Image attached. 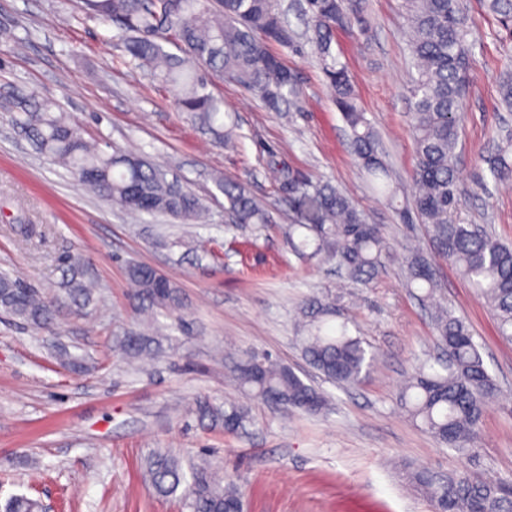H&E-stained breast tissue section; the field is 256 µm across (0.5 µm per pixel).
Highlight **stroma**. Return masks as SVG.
Instances as JSON below:
<instances>
[{
  "mask_svg": "<svg viewBox=\"0 0 512 512\" xmlns=\"http://www.w3.org/2000/svg\"><path fill=\"white\" fill-rule=\"evenodd\" d=\"M364 10V27L336 29L334 49L406 191L414 165L408 26L401 0H364ZM470 11L458 215L511 243L512 185L495 183L483 158L512 125L498 87L512 68V40L481 0ZM272 51L302 87L298 109L271 112L238 84L217 82L231 121L217 145L178 112L175 89L123 62L117 28L81 0H0V272L50 297L69 256L96 285L90 304L60 312L46 329L0 312V512L20 494L55 512H185L179 497L143 481L157 450L207 460L243 491L244 512H434L407 478L421 466L512 481V342L455 265L434 257L424 226L404 222L373 190L317 56ZM31 93L55 101L87 140L167 168L204 201L206 223L131 214L85 192L13 123L20 96ZM272 156L300 179L338 186L384 227L377 277L355 282L325 256L293 249L288 194L267 172ZM225 175L272 208L274 222L229 224L215 185ZM416 251L433 256L440 298L469 326L501 391L464 450L437 443L399 402L406 380L442 355L430 310L408 285L406 259ZM135 264L161 272L181 302L155 312L160 347L148 365L117 347L142 328L128 276ZM313 296L363 342L354 384L330 382L303 354L302 307ZM253 351L328 396L329 410L283 413L247 398L231 369ZM230 404L248 413L233 432L201 413Z\"/></svg>",
  "mask_w": 512,
  "mask_h": 512,
  "instance_id": "35a3bbf8",
  "label": "stroma"
}]
</instances>
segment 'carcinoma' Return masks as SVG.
Instances as JSON below:
<instances>
[{"mask_svg": "<svg viewBox=\"0 0 512 512\" xmlns=\"http://www.w3.org/2000/svg\"><path fill=\"white\" fill-rule=\"evenodd\" d=\"M469 0H401L410 36L415 74L410 90L415 142L414 186L404 215L414 214L427 226L435 253L451 261L459 273L495 311L501 336L512 341V247L499 243L475 224L458 217L460 202L457 152L470 61L472 18ZM501 26L512 33V0H485ZM85 7L119 30L129 62L178 89L177 109L208 134L224 139V99L214 93L224 78L241 85L271 112H288L302 91L293 73L269 44L298 51L310 46L318 55L333 90L334 101L350 130L359 164L378 191L393 203L400 188L390 181L371 122L358 103L355 81L333 51L337 17L345 25H363L362 0H305L309 27L301 44L284 22L276 0H84ZM170 44L183 57L165 50ZM16 123L31 136L39 151L68 170L83 187L131 212L164 214L183 223H202L207 209L195 194L179 188L167 170L141 156L113 149L108 152L85 140L65 113L50 99L32 93L21 101ZM483 162L496 181L512 180V134H505ZM269 175L295 198L296 224L312 234L299 248L315 245L330 254L350 278L366 282L380 267L386 250L384 228L367 221L351 198L329 183L314 186L297 179L283 165L268 164ZM235 224H270L272 216L232 178L217 179ZM410 284L423 290L422 300L434 307L438 345L448 361L419 371L401 394L410 419L450 448H465L476 436L485 403L499 389L488 373L479 346L463 320L435 300L436 271L421 253L407 259ZM65 293L73 302H90L93 288L76 265L69 268ZM136 299L149 308L175 309L179 298L173 284L144 265L130 267ZM0 311L42 328L56 305L21 278L0 274ZM310 318L302 337L304 355L326 379L338 385L358 380L366 350L346 324L324 330L330 307L312 299L305 306ZM132 358L151 357L156 341L146 332H129L119 341ZM236 378L244 393L274 403L283 411L298 408L317 413L327 399L294 371L267 354L247 353L237 362ZM247 413L240 406L224 409V429L242 426ZM145 478L162 496L181 493L188 512H242L239 490L224 485L216 472L202 465H183L165 453L150 458ZM411 481L432 501L435 512H512V483L486 482L461 472L448 476L427 469L410 474ZM36 500L12 497L6 512H35Z\"/></svg>", "mask_w": 512, "mask_h": 512, "instance_id": "obj_1", "label": "carcinoma"}]
</instances>
